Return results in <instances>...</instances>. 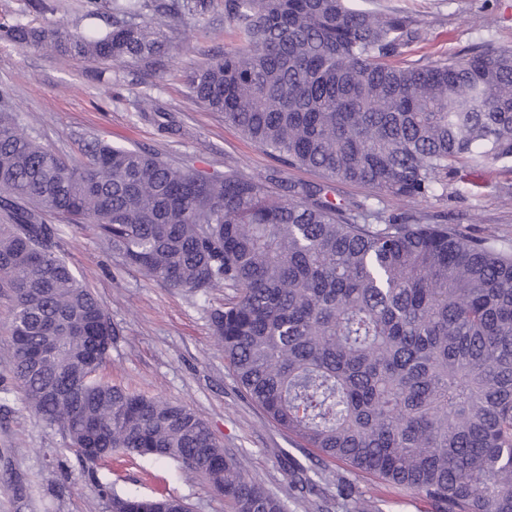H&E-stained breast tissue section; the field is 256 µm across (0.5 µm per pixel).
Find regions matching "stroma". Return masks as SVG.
Masks as SVG:
<instances>
[{
    "label": "stroma",
    "mask_w": 512,
    "mask_h": 512,
    "mask_svg": "<svg viewBox=\"0 0 512 512\" xmlns=\"http://www.w3.org/2000/svg\"><path fill=\"white\" fill-rule=\"evenodd\" d=\"M88 0H0V19L32 26L56 20L83 29ZM355 7L400 11L421 23L423 40L406 55L424 66L479 47H512V0H354ZM171 48L155 72L123 68L111 87L92 62L61 63L0 41V106L32 139L69 159L88 142L146 149L209 174L279 171L284 183L322 184L321 173L282 165L223 115L195 105L187 77L235 43L224 0L173 22ZM154 109H140L142 99ZM330 183V182H327ZM329 195L376 205L367 185L335 181ZM388 213L445 224L489 238L512 254V161L486 167L477 180L452 179L444 193L409 204L382 201ZM59 248L102 302L119 336L102 369L106 379L185 405L204 419L226 452L279 496L286 512H352L374 501L380 512H436L429 500L401 492L339 461L296 451L295 441L240 391L210 326L224 290L203 296L153 281L124 265L89 226L59 224ZM57 429L40 423L15 386L0 384V512H109L103 487L124 495L168 493L191 512H231L223 496L172 461L120 457L88 474ZM346 485L350 497L336 495Z\"/></svg>",
    "instance_id": "35a3bbf8"
}]
</instances>
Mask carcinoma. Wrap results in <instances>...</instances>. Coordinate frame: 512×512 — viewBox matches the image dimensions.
I'll list each match as a JSON object with an SVG mask.
<instances>
[{
  "label": "carcinoma",
  "instance_id": "cac0c4a2",
  "mask_svg": "<svg viewBox=\"0 0 512 512\" xmlns=\"http://www.w3.org/2000/svg\"><path fill=\"white\" fill-rule=\"evenodd\" d=\"M83 31L0 21V40L64 61L152 70L165 0H108ZM236 44L188 78L190 100L288 166L422 201L512 160V48L425 67L401 12L349 0H224ZM0 296L11 381L91 474L114 455L173 460L234 512H284L192 409L95 368L119 331L60 253L51 219L94 226L169 288H229L210 322L245 396L324 458L440 512H512V256L441 224H409L277 171L206 174L90 144L69 162L0 113ZM115 512H190L170 494Z\"/></svg>",
  "mask_w": 512,
  "mask_h": 512
}]
</instances>
